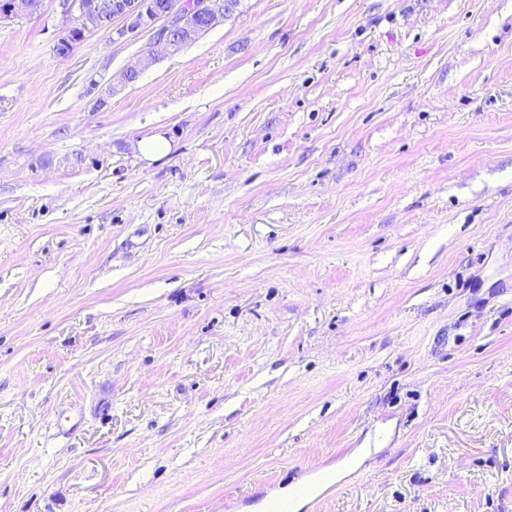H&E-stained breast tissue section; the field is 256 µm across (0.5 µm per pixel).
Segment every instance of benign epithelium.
<instances>
[{
    "label": "benign epithelium",
    "instance_id": "benign-epithelium-1",
    "mask_svg": "<svg viewBox=\"0 0 512 512\" xmlns=\"http://www.w3.org/2000/svg\"><path fill=\"white\" fill-rule=\"evenodd\" d=\"M63 7L65 15L77 18L83 34L108 28L115 18L128 21L127 27L119 30L121 36L151 28L162 20L164 25L155 31L153 45L165 49L173 34L187 28V24L210 28L232 14V0H63ZM35 8L33 0H11L0 10V18H12Z\"/></svg>",
    "mask_w": 512,
    "mask_h": 512
}]
</instances>
